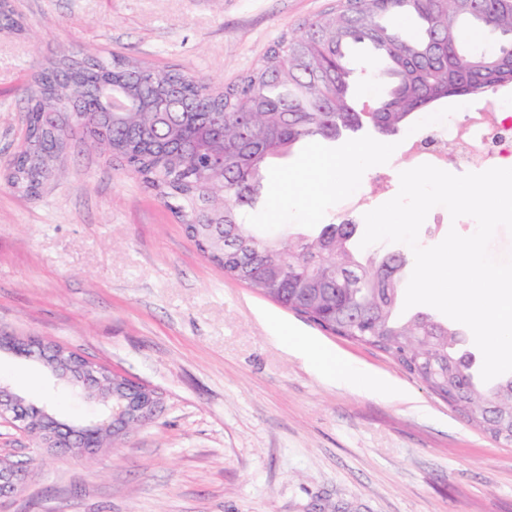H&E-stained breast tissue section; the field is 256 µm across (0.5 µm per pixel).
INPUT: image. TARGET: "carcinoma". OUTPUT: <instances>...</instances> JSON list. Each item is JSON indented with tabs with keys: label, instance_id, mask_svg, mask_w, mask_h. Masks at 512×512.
Returning a JSON list of instances; mask_svg holds the SVG:
<instances>
[{
	"label": "carcinoma",
	"instance_id": "carcinoma-1",
	"mask_svg": "<svg viewBox=\"0 0 512 512\" xmlns=\"http://www.w3.org/2000/svg\"><path fill=\"white\" fill-rule=\"evenodd\" d=\"M417 18L405 34L383 19ZM369 43L385 62L389 88L374 119L398 130L418 112L452 97L488 94L512 85V0H336L284 33L260 62L221 92L179 70L140 67L129 58L61 53L37 70L38 98L27 100L30 142L5 175L35 199L72 130L71 115L88 117L82 135L109 148L112 160L140 180L182 224L224 275L307 317L323 330L388 353L473 426L495 437L512 422V376L489 386L474 381L477 364L460 332L430 312L399 315L408 264L396 254L343 267L353 239L324 224L312 236H276L248 224L262 197L269 162L308 141H330L326 124L352 121L355 72L346 49ZM133 81V112H104L99 85ZM180 85L176 112L163 88ZM224 153V174L210 160Z\"/></svg>",
	"mask_w": 512,
	"mask_h": 512
}]
</instances>
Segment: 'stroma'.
Wrapping results in <instances>:
<instances>
[{
  "label": "stroma",
  "mask_w": 512,
  "mask_h": 512,
  "mask_svg": "<svg viewBox=\"0 0 512 512\" xmlns=\"http://www.w3.org/2000/svg\"><path fill=\"white\" fill-rule=\"evenodd\" d=\"M334 0H11L0 29V333L65 345L155 389L149 423L93 454L64 455L0 420V457L35 459L0 512H512V444L471 426L387 353L327 334L223 270L138 179L78 132L36 200L4 174L25 127L23 88L61 50L177 67L218 85L253 68L283 32ZM393 135L306 144L275 160L248 219L293 237L339 223L346 201L315 160L369 151L349 189L365 210L411 169ZM472 218L434 207L419 233L438 244ZM317 344L314 361L293 342ZM349 364L403 397L349 390ZM0 381L71 422L103 406L74 399L39 363L0 355Z\"/></svg>",
  "instance_id": "1"
}]
</instances>
